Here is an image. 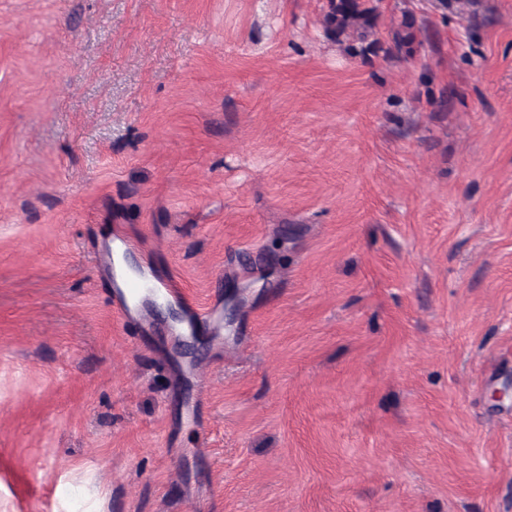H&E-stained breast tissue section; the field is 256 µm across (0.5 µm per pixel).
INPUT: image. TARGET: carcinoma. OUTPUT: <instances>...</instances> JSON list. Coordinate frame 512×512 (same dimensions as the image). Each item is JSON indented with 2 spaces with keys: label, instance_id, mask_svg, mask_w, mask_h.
<instances>
[{
  "label": "carcinoma",
  "instance_id": "obj_1",
  "mask_svg": "<svg viewBox=\"0 0 512 512\" xmlns=\"http://www.w3.org/2000/svg\"><path fill=\"white\" fill-rule=\"evenodd\" d=\"M379 13L371 0H329L324 15L326 30L333 36L351 39L348 49L353 55H363L379 50V42L373 39L378 26ZM416 21L408 15L391 31L390 44L384 52L404 58L414 55Z\"/></svg>",
  "mask_w": 512,
  "mask_h": 512
}]
</instances>
